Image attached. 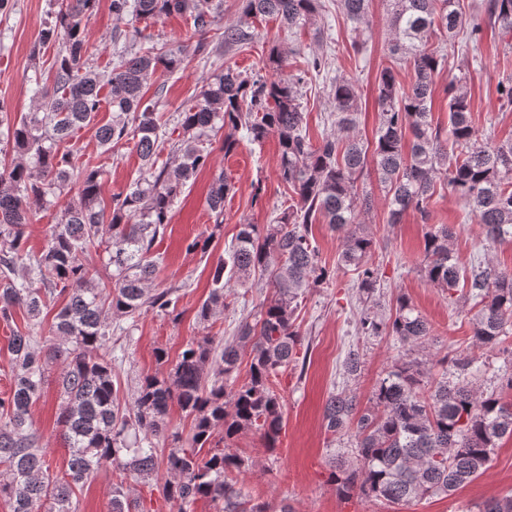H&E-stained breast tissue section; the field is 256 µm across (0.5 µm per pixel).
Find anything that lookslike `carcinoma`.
<instances>
[{"instance_id": "carcinoma-1", "label": "carcinoma", "mask_w": 512, "mask_h": 512, "mask_svg": "<svg viewBox=\"0 0 512 512\" xmlns=\"http://www.w3.org/2000/svg\"><path fill=\"white\" fill-rule=\"evenodd\" d=\"M242 16L224 26V47L250 44L254 33L243 27L256 17H274L290 30L309 25L323 9L321 0H240ZM96 0H69L42 29V45L58 44L51 65L53 88L36 86L31 111L14 119L0 106V154L13 153L0 168V319L13 321L21 307L36 326L12 331L9 342L11 388L0 398V497L11 512H78L76 491L105 464L119 470L112 484V512H145L126 477L148 482L164 465L167 478L159 493L177 507L194 512L200 500L215 512H268L237 488L233 474L253 461L234 451V442L255 431L274 449L282 430L280 397L274 377L297 366L302 337L294 330L298 299L330 280L314 245L318 220L345 231L337 262L357 271L364 302L380 299L379 271L370 263L373 238L362 228L372 206L364 190L365 169L375 167L386 191L388 223L398 224L413 209L429 217L435 185L460 199L491 243L512 238V139L477 138L466 77L448 86V126L433 124L435 78L444 68L448 46L466 33L461 55L475 57L481 42V15L460 0H388V50L395 67L410 70L400 85L394 67L376 75L379 122L374 141L357 131L360 97L354 80L331 79L336 131L314 143L307 131L302 88L308 71L328 68L329 55L315 56L297 74L282 71L280 52L269 56L274 75L244 74L230 66L203 81L169 128L144 89L158 73L183 69L185 49L154 46L122 55L109 72L91 63L85 20ZM112 14L127 21L129 36H141V22L172 14L187 15L200 38L192 55L209 56L214 46L206 33L224 11L223 0H111ZM336 12L349 25L354 52L367 51L372 15L369 0H336ZM488 20L512 34V0H486ZM436 36L438 43L429 44ZM107 91V98L101 92ZM108 101L112 118L98 126L95 138L106 151L122 140L134 141L142 175L126 192L102 198L103 170L78 162L69 146L76 131L93 124ZM224 131V155L235 153L238 133L253 142L270 136L279 146L278 171L291 192L288 206L264 226L242 224L228 258L214 267L211 289L196 310L206 323L228 306L230 281L245 286L252 272L267 275L272 299L259 318L239 325L237 337L224 343L203 336L186 344L175 364L157 351L158 371L142 377L131 403L123 405L112 369V316L135 320L142 312L177 311V288H156L160 257L152 255L170 224L183 189L210 164L211 137ZM171 148L172 166H157ZM233 185L224 172L214 175L207 204L224 213ZM68 197L43 248L28 247L25 228L31 216L60 196ZM454 232L445 224L426 233L424 272L434 286L453 294L469 289L479 309L474 314L475 342L493 347L512 334V271L461 266L452 248ZM103 251V268L86 261L92 248ZM65 297L48 335L37 330L43 309ZM366 337L390 336L403 349L376 384L372 405L360 409L355 392L330 393L324 407L326 433L351 439L352 457L333 473L344 496L399 504L433 495H449L483 474L499 442L512 437V368L489 393L471 380L472 359L443 356L440 376L412 357L414 347L432 336L427 319L404 295L395 315L385 319L366 308L359 315ZM250 357L240 379L241 353ZM58 369L61 399L57 425L69 451L62 474L50 472L47 449L31 425V406L42 392L46 373ZM193 418L191 435L165 433L172 406ZM165 436L168 447L143 440ZM481 512H512V495L488 499Z\"/></svg>"}]
</instances>
